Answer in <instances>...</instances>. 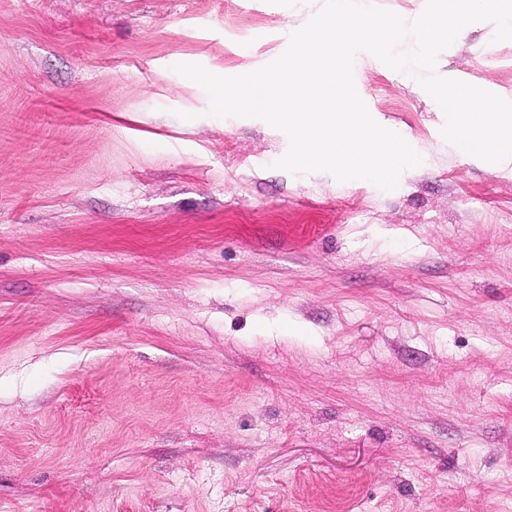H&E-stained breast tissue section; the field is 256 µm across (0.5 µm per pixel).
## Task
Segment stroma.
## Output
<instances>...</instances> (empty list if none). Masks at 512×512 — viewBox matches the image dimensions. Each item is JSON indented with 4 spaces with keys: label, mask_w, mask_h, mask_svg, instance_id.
Wrapping results in <instances>:
<instances>
[{
    "label": "stroma",
    "mask_w": 512,
    "mask_h": 512,
    "mask_svg": "<svg viewBox=\"0 0 512 512\" xmlns=\"http://www.w3.org/2000/svg\"><path fill=\"white\" fill-rule=\"evenodd\" d=\"M317 6L0 0V512H512V167L367 53L426 155L392 191L274 168L174 70ZM436 70L512 93V40Z\"/></svg>",
    "instance_id": "obj_1"
}]
</instances>
